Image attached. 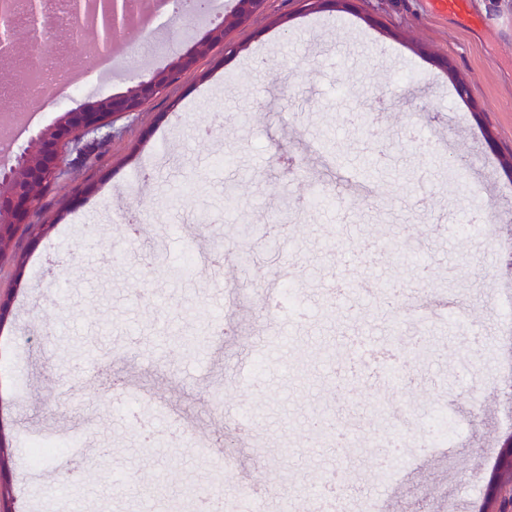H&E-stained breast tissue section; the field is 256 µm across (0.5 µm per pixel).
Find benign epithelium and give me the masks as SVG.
<instances>
[{
	"label": "benign epithelium",
	"instance_id": "1",
	"mask_svg": "<svg viewBox=\"0 0 512 512\" xmlns=\"http://www.w3.org/2000/svg\"><path fill=\"white\" fill-rule=\"evenodd\" d=\"M151 10L169 9L175 17L187 12L199 16L210 12V0H152ZM262 7V0H237L233 18L246 22ZM52 0H29L24 24L0 17V45L24 46L25 64L38 65L51 27ZM71 29L91 28L97 42L110 49L136 30L144 29L143 15L136 0H68ZM225 21L212 22L206 34L188 50L173 53L166 67L128 76L130 87L120 94L99 92L78 110L64 109L54 122L14 145L12 162L0 168V255L7 253L18 228L29 223L45 189L61 177L70 165V156L89 135L108 127L112 118L140 111L181 76L195 68L199 59L215 50H224ZM491 495L498 512H512V484L495 485Z\"/></svg>",
	"mask_w": 512,
	"mask_h": 512
}]
</instances>
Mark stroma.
Instances as JSON below:
<instances>
[{
    "label": "stroma",
    "mask_w": 512,
    "mask_h": 512,
    "mask_svg": "<svg viewBox=\"0 0 512 512\" xmlns=\"http://www.w3.org/2000/svg\"><path fill=\"white\" fill-rule=\"evenodd\" d=\"M468 4L480 25L431 0H264L87 138L0 258V512H190L194 487L221 512L228 455L246 483L268 458L277 497L343 468V512H493L512 476V0ZM189 27L206 31L172 21L163 53L137 36L108 90L164 68ZM192 256L226 259L231 283L294 269L306 315L282 316L287 345L258 351L265 308ZM343 278L363 293L333 295ZM412 280L384 310L385 285ZM367 332L405 352L412 388L385 410L351 392L381 380L353 352ZM228 388L249 435L224 420ZM436 410L444 447L419 427ZM316 412L355 426L348 447L309 435Z\"/></svg>",
    "instance_id": "35a3bbf8"
}]
</instances>
